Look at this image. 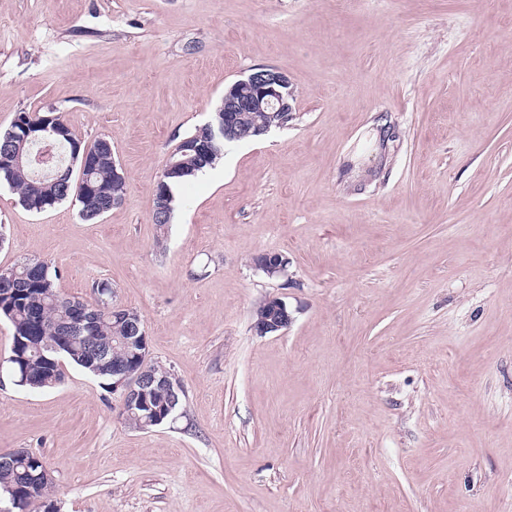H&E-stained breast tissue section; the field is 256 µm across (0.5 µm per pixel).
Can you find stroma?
I'll return each mask as SVG.
<instances>
[{"instance_id": "obj_1", "label": "stroma", "mask_w": 512, "mask_h": 512, "mask_svg": "<svg viewBox=\"0 0 512 512\" xmlns=\"http://www.w3.org/2000/svg\"><path fill=\"white\" fill-rule=\"evenodd\" d=\"M261 66L294 119L159 228L166 159ZM50 108L127 194L85 220L1 187L0 269L111 284L184 390L142 431L72 366L17 386L0 320V451L60 512H512V0H0V130ZM272 296L292 323L257 335ZM288 263V258L281 253H263L259 255L256 266L268 277H277L285 274Z\"/></svg>"}]
</instances>
